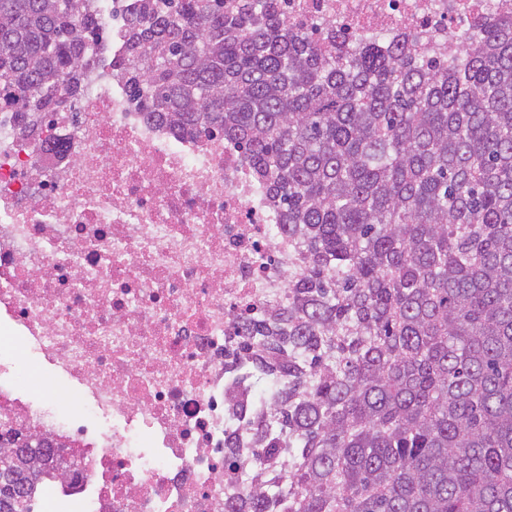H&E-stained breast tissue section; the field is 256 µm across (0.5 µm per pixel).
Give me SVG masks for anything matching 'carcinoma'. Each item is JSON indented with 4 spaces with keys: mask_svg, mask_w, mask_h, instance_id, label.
<instances>
[{
    "mask_svg": "<svg viewBox=\"0 0 512 512\" xmlns=\"http://www.w3.org/2000/svg\"><path fill=\"white\" fill-rule=\"evenodd\" d=\"M140 0L125 78L154 118L237 144L279 211L288 304L225 357L224 512H512V21L445 68L402 33L317 40L279 0ZM95 0H0V110L80 94ZM0 460V512H32Z\"/></svg>",
    "mask_w": 512,
    "mask_h": 512,
    "instance_id": "cac0c4a2",
    "label": "carcinoma"
}]
</instances>
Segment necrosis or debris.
<instances>
[{
  "label": "necrosis or debris",
  "instance_id": "necrosis-or-debris-1",
  "mask_svg": "<svg viewBox=\"0 0 512 512\" xmlns=\"http://www.w3.org/2000/svg\"><path fill=\"white\" fill-rule=\"evenodd\" d=\"M108 58L35 135L0 113V426L51 446L34 463L59 508L224 512V375L241 317L287 301L288 236L256 174L220 137L134 109L110 66L118 0H99ZM290 27L407 32L428 55L450 34L512 19V0H282ZM62 151H54L56 142ZM73 386L60 410L20 393L11 341Z\"/></svg>",
  "mask_w": 512,
  "mask_h": 512
}]
</instances>
